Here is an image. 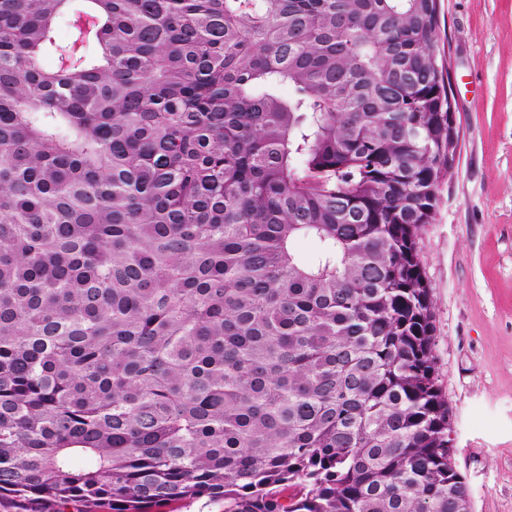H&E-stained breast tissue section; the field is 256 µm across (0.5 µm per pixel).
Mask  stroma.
Segmentation results:
<instances>
[{
    "instance_id": "obj_1",
    "label": "stroma",
    "mask_w": 512,
    "mask_h": 512,
    "mask_svg": "<svg viewBox=\"0 0 512 512\" xmlns=\"http://www.w3.org/2000/svg\"><path fill=\"white\" fill-rule=\"evenodd\" d=\"M458 146L417 239L471 512H512V0H439Z\"/></svg>"
}]
</instances>
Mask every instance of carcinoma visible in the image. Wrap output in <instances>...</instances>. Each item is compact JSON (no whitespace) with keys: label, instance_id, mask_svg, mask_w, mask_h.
Masks as SVG:
<instances>
[{"label":"carcinoma","instance_id":"carcinoma-1","mask_svg":"<svg viewBox=\"0 0 512 512\" xmlns=\"http://www.w3.org/2000/svg\"><path fill=\"white\" fill-rule=\"evenodd\" d=\"M71 2L0 0V501L462 512L437 0Z\"/></svg>","mask_w":512,"mask_h":512}]
</instances>
